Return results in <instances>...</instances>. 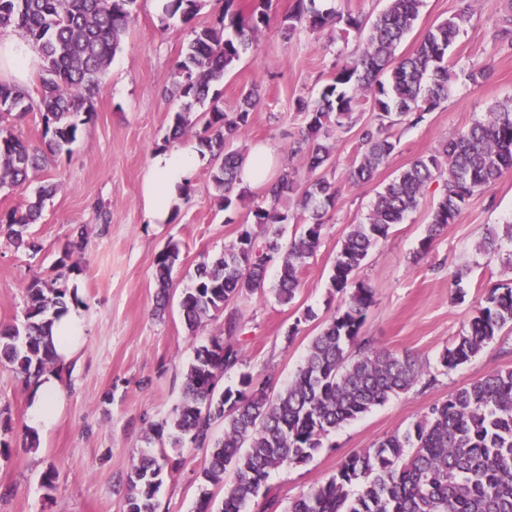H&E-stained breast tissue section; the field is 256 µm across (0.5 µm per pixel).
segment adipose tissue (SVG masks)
Instances as JSON below:
<instances>
[{
    "label": "adipose tissue",
    "mask_w": 512,
    "mask_h": 512,
    "mask_svg": "<svg viewBox=\"0 0 512 512\" xmlns=\"http://www.w3.org/2000/svg\"><path fill=\"white\" fill-rule=\"evenodd\" d=\"M37 61L26 40L18 36L0 37V70L9 71L16 82L25 83ZM208 160L207 151L197 142L154 152L142 184V208L145 223L166 224L176 214L196 172ZM84 320L79 307L56 321L53 327L58 363L68 362L84 341ZM34 397L30 407L32 428L48 431L64 400L56 372L48 371L33 378Z\"/></svg>",
    "instance_id": "adipose-tissue-1"
}]
</instances>
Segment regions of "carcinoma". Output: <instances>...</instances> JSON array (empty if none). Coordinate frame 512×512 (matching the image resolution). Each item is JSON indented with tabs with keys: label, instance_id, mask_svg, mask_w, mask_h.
Here are the masks:
<instances>
[{
	"label": "carcinoma",
	"instance_id": "carcinoma-1",
	"mask_svg": "<svg viewBox=\"0 0 512 512\" xmlns=\"http://www.w3.org/2000/svg\"><path fill=\"white\" fill-rule=\"evenodd\" d=\"M136 0H0V28L21 30L41 55L39 96L14 84L0 83V190L30 181L50 160L70 152L79 126L92 116V97L120 47ZM205 0H168L161 21L179 17L188 24ZM224 11L212 26L191 29L184 57L177 63L172 96L183 101L174 112L170 138L192 134L208 151V173L218 191L219 207L230 212L243 202L234 193L245 155L227 144L242 135L259 99L258 90L244 93L233 106L212 101L203 123L191 118L192 107L209 96L269 26L272 0H254L251 11ZM488 0H465L451 18L432 26L407 57L396 56L402 39L419 18L423 0H387L370 20L360 14L321 10L316 0H295L279 24L286 39L309 30L338 26L336 38L354 39L360 52L336 65L329 83L315 98H298L295 110L302 127L290 152L302 158L308 173L298 205L309 212L300 234L280 257L274 294L290 303L301 286V271L320 246L328 211L339 188L324 170L332 166L330 139L361 125L360 146L346 182L371 181L394 154L391 128L417 124L448 99L455 79L448 51L473 13ZM30 112L41 115L42 145L18 136L10 120ZM372 120L362 122L363 114ZM85 118H80V115ZM512 169V102L494 107L482 120L445 140L431 154L412 161L377 192L366 221L352 225L336 256L330 285L346 294L341 308L328 320L308 348L303 364L288 385L277 387L270 373L257 382L239 374L236 386H220L224 375L242 365L240 351L224 342L239 330L238 314L224 318V332L194 349L185 374L181 403L168 418L144 431L146 444L158 455H143L127 475V512H157L156 494L166 476V447H210L203 470L204 487H221L224 498L213 508L211 493L202 491L195 512H243L258 496L271 471L303 464L322 448L323 438L392 396L409 390L422 369L409 354L368 351L354 359L348 348L359 339L372 289L354 280L370 249L415 210L430 184L443 181V194L431 212L422 247L450 224L477 193L491 189ZM295 192L288 169L280 171L260 201L249 210L236 240L220 254L198 264L179 307L189 335L197 336L204 322L224 311L227 302L263 287L269 264L279 253V226L291 217L285 200ZM55 186H38L35 202L0 217V233L14 245L33 252L40 245L29 226L41 216ZM87 242L77 230L58 259L59 267H79ZM180 248L170 242L155 258L159 288L157 309L170 301L172 271ZM79 302L77 289L58 286V278L35 277L27 285L24 320L0 327V363L25 379L55 360L51 327L55 319ZM512 325V288L489 291L465 334L445 349L440 363L454 369L475 357L500 330ZM224 435L216 438V423ZM288 512H512V370L490 369L473 382L431 406L421 420L394 433L372 448L349 457L336 475L294 500Z\"/></svg>",
	"mask_w": 512,
	"mask_h": 512
}]
</instances>
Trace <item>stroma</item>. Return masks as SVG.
<instances>
[{"label": "stroma", "instance_id": "stroma-1", "mask_svg": "<svg viewBox=\"0 0 512 512\" xmlns=\"http://www.w3.org/2000/svg\"><path fill=\"white\" fill-rule=\"evenodd\" d=\"M293 3L273 0L269 26L213 91L230 105L243 89L258 88L260 101L250 126L234 146L265 143L277 168L294 171L302 185L307 173L299 158L288 152L302 125L293 102L316 95L340 58L354 48L333 41L326 31H304L284 40L278 25ZM461 6V0H424L397 55L409 54L430 27ZM222 7L221 0H206L191 24L177 18L164 24L150 0H136L132 21L93 96L90 121L70 153L35 177L36 182L56 186L41 220L29 228L39 252L15 248L0 235V325L21 323L28 283L54 275L66 286H77L85 322L84 345L59 369L64 403L36 447L24 443L32 385L0 364V439L12 444L9 456H0V512H126V474L148 450L145 429L167 418L181 401L198 340L224 330L219 316L198 336H190L177 300L197 265L235 240L265 186L247 188L243 203L230 215L219 209L207 170H199L169 224L145 223L141 200L149 158L165 146L180 106L170 95L174 66L186 51L191 27L212 25ZM508 14L512 0H493L474 14L448 53L456 78L447 101L418 124L394 127L397 149L371 182L348 186L346 173L360 132L354 128L337 134L327 175L340 191L295 299L287 305L276 301L277 270L272 267L262 290L229 304L241 320L231 341L243 355L242 371L257 378L275 374L283 385L292 380L322 323L344 300L331 289L329 278L343 238L351 225L364 222L376 192L414 159L432 153L443 139L512 100V53L502 50L498 39ZM487 60L493 61V70L481 85H472L468 70ZM441 194V182H433L418 207L404 223L392 226L357 273L373 290L361 338L375 350L410 354L422 366V376L407 392L330 432L308 462L272 470L265 492L253 498L245 512H268L272 497L277 512H288L292 501L326 483L351 455L410 428L429 407L486 371L512 369V325L471 361L452 370L440 364L441 353L466 333L489 290L512 287L507 267L512 244L503 243L495 255L480 250L490 230L501 231L512 223V170L472 197L456 223L425 248L421 241ZM79 228L88 241L80 268L59 274L56 261ZM171 240L179 242L181 252L172 300L160 315L154 310V260ZM308 310L315 317L307 321L303 314ZM294 326L299 332L293 336L289 330ZM168 458L177 467L157 495V512H194L208 451L180 448L169 451ZM50 470L55 480L48 487L44 476Z\"/></svg>", "mask_w": 512, "mask_h": 512}]
</instances>
